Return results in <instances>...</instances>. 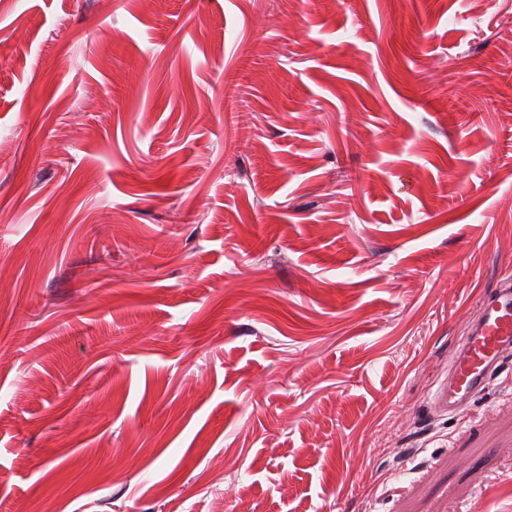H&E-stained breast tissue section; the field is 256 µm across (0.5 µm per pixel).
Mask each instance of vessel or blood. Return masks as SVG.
<instances>
[{"label":"vessel or blood","mask_w":512,"mask_h":512,"mask_svg":"<svg viewBox=\"0 0 512 512\" xmlns=\"http://www.w3.org/2000/svg\"><path fill=\"white\" fill-rule=\"evenodd\" d=\"M512 368V276L503 277L480 304L469 333L452 356L447 379L432 399L437 408L457 413L482 395L492 379Z\"/></svg>","instance_id":"vessel-or-blood-1"}]
</instances>
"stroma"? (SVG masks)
<instances>
[{"label":"stroma","mask_w":512,"mask_h":512,"mask_svg":"<svg viewBox=\"0 0 512 512\" xmlns=\"http://www.w3.org/2000/svg\"><path fill=\"white\" fill-rule=\"evenodd\" d=\"M512 0H0V512H512ZM512 276L503 277L485 296L468 336L452 356L448 379L439 382L432 399L437 408L467 409L492 379L511 368Z\"/></svg>","instance_id":"stroma-1"}]
</instances>
